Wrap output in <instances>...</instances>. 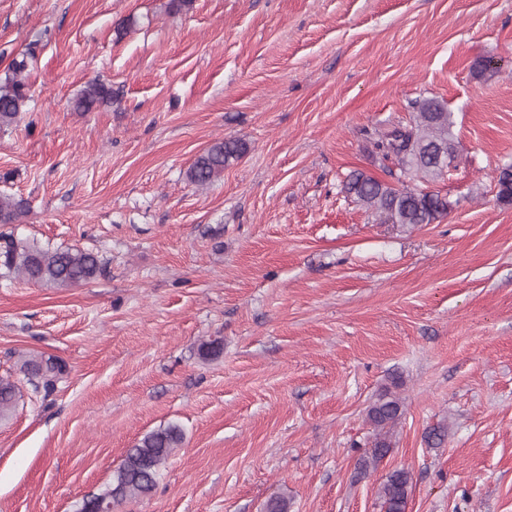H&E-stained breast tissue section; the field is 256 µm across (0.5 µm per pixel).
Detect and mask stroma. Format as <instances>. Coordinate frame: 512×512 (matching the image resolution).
I'll return each instance as SVG.
<instances>
[{
    "mask_svg": "<svg viewBox=\"0 0 512 512\" xmlns=\"http://www.w3.org/2000/svg\"><path fill=\"white\" fill-rule=\"evenodd\" d=\"M29 50L0 129V195L30 203L11 230L107 271L0 277V512H77L170 422L156 489L114 512H384L399 468L406 512H512V0H0V78ZM94 79L114 103L74 111ZM421 96L453 115L425 184L450 209L392 224L342 186L394 183L374 143ZM224 138L247 153L191 183ZM31 355L66 362L51 395ZM386 392L403 414L362 472ZM32 58V51L14 57L9 65L8 74L0 81V128L13 124L25 106L26 72ZM410 480L409 472L403 468L389 474L379 490L385 512H405Z\"/></svg>",
    "mask_w": 512,
    "mask_h": 512,
    "instance_id": "stroma-1",
    "label": "stroma"
}]
</instances>
